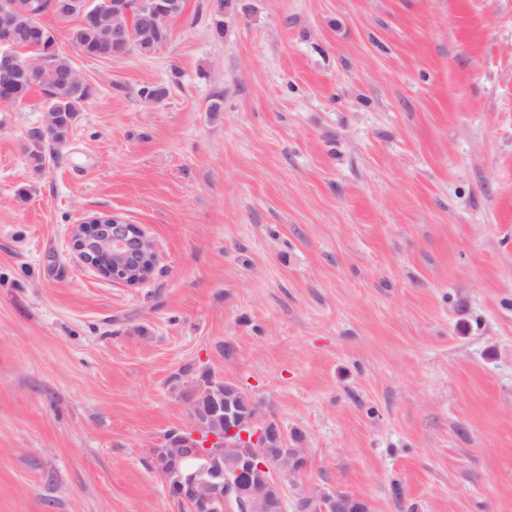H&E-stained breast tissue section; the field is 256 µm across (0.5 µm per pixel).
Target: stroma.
Listing matches in <instances>:
<instances>
[{"mask_svg":"<svg viewBox=\"0 0 512 512\" xmlns=\"http://www.w3.org/2000/svg\"><path fill=\"white\" fill-rule=\"evenodd\" d=\"M212 2L109 60L44 15L93 93L43 161L0 104V512H189L150 450L203 374L302 449L285 512H512V0ZM98 212L138 287L72 253Z\"/></svg>","mask_w":512,"mask_h":512,"instance_id":"35a3bbf8","label":"stroma"}]
</instances>
